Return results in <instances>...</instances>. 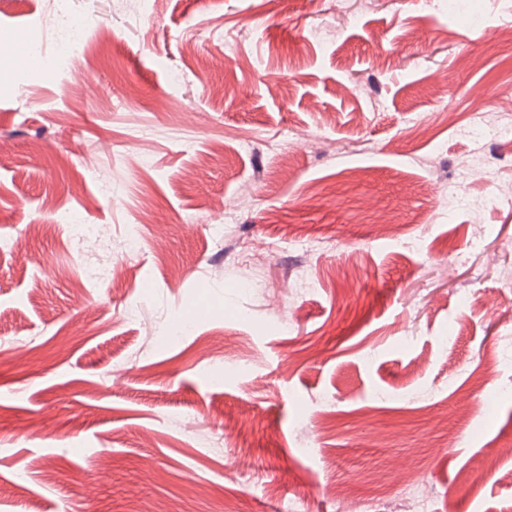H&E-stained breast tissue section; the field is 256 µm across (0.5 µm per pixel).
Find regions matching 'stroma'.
<instances>
[{"label": "stroma", "instance_id": "stroma-1", "mask_svg": "<svg viewBox=\"0 0 512 512\" xmlns=\"http://www.w3.org/2000/svg\"><path fill=\"white\" fill-rule=\"evenodd\" d=\"M1 25L0 512H416L413 483L512 512V0H11ZM372 478L371 507L336 498Z\"/></svg>", "mask_w": 512, "mask_h": 512}]
</instances>
